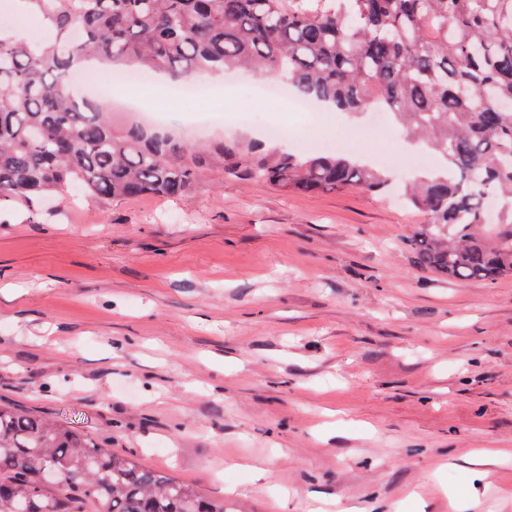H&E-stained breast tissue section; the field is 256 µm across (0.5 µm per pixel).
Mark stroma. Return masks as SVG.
Masks as SVG:
<instances>
[{
  "instance_id": "35a3bbf8",
  "label": "stroma",
  "mask_w": 512,
  "mask_h": 512,
  "mask_svg": "<svg viewBox=\"0 0 512 512\" xmlns=\"http://www.w3.org/2000/svg\"><path fill=\"white\" fill-rule=\"evenodd\" d=\"M260 90L132 93L189 141L300 156L375 119L263 110ZM423 222L391 195L234 178L185 201H2L0 404L225 512H512V277L420 267ZM488 448L482 479L467 453Z\"/></svg>"
}]
</instances>
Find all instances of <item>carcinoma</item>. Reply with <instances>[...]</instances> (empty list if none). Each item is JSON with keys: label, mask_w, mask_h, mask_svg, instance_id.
<instances>
[{"label": "carcinoma", "mask_w": 512, "mask_h": 512, "mask_svg": "<svg viewBox=\"0 0 512 512\" xmlns=\"http://www.w3.org/2000/svg\"><path fill=\"white\" fill-rule=\"evenodd\" d=\"M49 33L0 31V202L192 198L231 176L284 192L380 193L385 168L115 122L76 77L90 56L198 79L249 69L306 101L383 109L444 165L403 187L414 259L450 280L512 276V0H16ZM224 512L81 433L0 407V512Z\"/></svg>", "instance_id": "cac0c4a2"}]
</instances>
